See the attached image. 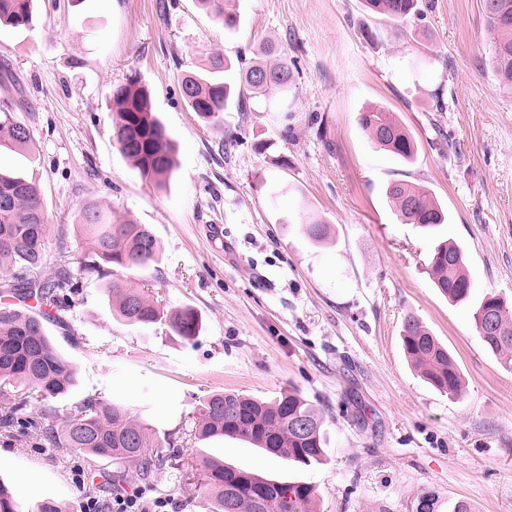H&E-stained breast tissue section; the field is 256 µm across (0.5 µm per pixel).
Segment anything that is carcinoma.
<instances>
[{"label": "carcinoma", "mask_w": 512, "mask_h": 512, "mask_svg": "<svg viewBox=\"0 0 512 512\" xmlns=\"http://www.w3.org/2000/svg\"><path fill=\"white\" fill-rule=\"evenodd\" d=\"M214 21L233 33L239 17L224 0H197ZM364 6L380 19L403 24L419 14V0H364ZM482 11L493 36L490 65L495 87L512 92V0H482ZM33 19V0H0V25L27 29ZM295 86V71L278 46L263 48L262 56L249 64L232 66L220 52L207 56L201 72L182 77L180 93L191 111L215 121L235 108L247 111L251 101L273 93L288 96ZM112 138L122 156L140 175L163 186L176 168L171 135L153 111L147 84L137 76L112 85ZM362 131L393 156L411 161L416 156L414 137L383 107L360 113ZM30 128L17 116V107L0 105V146L28 149ZM387 196L407 224L434 227L447 214L431 191L419 184L394 182ZM79 224L90 243L87 260L78 273L63 268L44 278L46 210L40 184L23 175L0 172V427L31 434L42 448H69L100 460L135 463L145 489L164 448L150 440L148 428L129 408L101 396H88L65 409H46L34 416V408L64 396L77 378L76 368L62 355L45 328L57 319L36 307L64 309L81 288L80 276L104 277L112 270L148 268L158 263L161 246L153 232L132 219L112 221L95 200L79 208ZM314 243L329 240L331 229L321 222L305 225ZM426 273L437 290L455 303L467 301L473 282L463 249L442 243L430 254ZM112 311L132 326L163 323L180 338L190 341L203 326L194 309H166L144 290L114 278L105 285ZM475 328L485 348L512 367V308L496 293L484 295L476 308ZM401 338L406 358L420 376L450 398L463 394L460 368L445 346L416 316H407ZM322 413L297 391L271 401L237 392L209 395L199 409L194 438L198 441L238 438L293 463L308 466L326 456ZM205 488L211 498L210 512H272L264 504L282 492L293 495L291 512H314L313 486L286 482L235 468L215 458L199 461ZM0 512H23L4 482L0 481Z\"/></svg>", "instance_id": "obj_1"}]
</instances>
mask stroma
<instances>
[{"instance_id": "obj_1", "label": "stroma", "mask_w": 512, "mask_h": 512, "mask_svg": "<svg viewBox=\"0 0 512 512\" xmlns=\"http://www.w3.org/2000/svg\"><path fill=\"white\" fill-rule=\"evenodd\" d=\"M226 33L195 0H35L30 29L0 26V102L32 151L0 147V170L36 179L49 217L43 277L87 255L79 207L147 225L162 255L129 284L203 317L193 341L162 325L116 319L105 283L84 279L62 325L48 330L77 380L65 397L125 402L173 446L145 501L209 512L205 455L316 490V512H415L434 492L438 512H512V369L489 353L473 313L487 290L512 302V95L489 66L481 0H421L409 24L379 21L362 0H233ZM294 60L296 87L245 112L206 122L180 94L208 53L249 62L267 42ZM140 74L175 141L164 187L143 179L112 140L109 92ZM394 113L417 143L414 162L377 148L358 117ZM425 185L448 213L425 229L400 220L390 183ZM330 225L323 245L302 227ZM221 225L214 238L212 225ZM468 257L474 290L450 303L427 257L443 241ZM415 315L455 356L466 381L454 399L408 364L400 337ZM233 390L270 400L295 390L324 413L327 456L301 466L233 438L195 442L201 400ZM36 478L39 496L27 493ZM0 480L23 505L52 498L81 512L96 498L140 488L132 463H107L27 435L0 433Z\"/></svg>"}]
</instances>
